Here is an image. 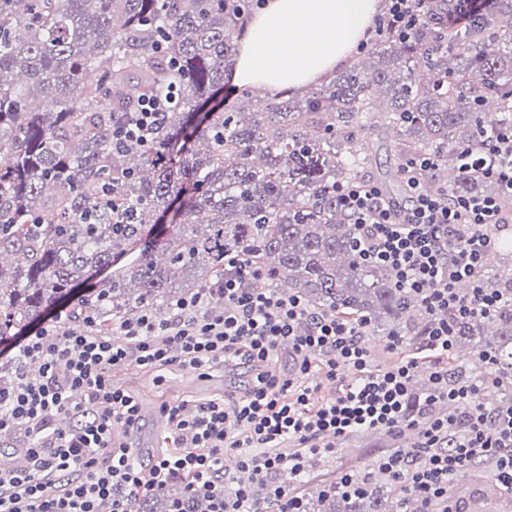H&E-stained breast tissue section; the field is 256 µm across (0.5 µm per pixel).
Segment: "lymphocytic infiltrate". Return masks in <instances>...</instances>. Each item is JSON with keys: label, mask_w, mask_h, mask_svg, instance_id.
<instances>
[{"label": "lymphocytic infiltrate", "mask_w": 512, "mask_h": 512, "mask_svg": "<svg viewBox=\"0 0 512 512\" xmlns=\"http://www.w3.org/2000/svg\"><path fill=\"white\" fill-rule=\"evenodd\" d=\"M436 0H388L375 25L407 38ZM166 110L146 100L112 133V147L146 145ZM494 178L498 196L460 195L448 200L409 176V202L395 210L378 187L350 186L339 201L359 235L356 251L367 264L391 269L395 285L417 294L433 320L427 332L435 355L427 395H412L416 357L379 368L364 343L363 324L314 312L297 296L250 282L260 270L229 261L217 289L176 300L163 315L145 311L116 334L97 330L94 317L64 331L67 310L23 337L10 366L0 371V438L18 452L0 463V512H134L135 501L183 483L187 496L203 497L208 512H303L300 497L275 483L281 470L302 476L306 453L329 451L337 439L366 429L400 433L418 427L413 447H395L375 465L403 483L420 512H455L451 482L465 466L491 461L512 489V399L489 408L482 388L502 385L491 353L479 355L477 376L452 375L446 359L452 321L492 318L512 308V292L482 277L495 245L492 229L512 223V133L486 134L476 160ZM468 293H459L460 281ZM288 348L295 376L270 363ZM241 359L253 369L248 393L237 400L194 406L164 403L170 449L149 463L122 438L140 421L139 402L112 383V369L133 364L152 369L180 364L205 372ZM324 372L336 396L316 401L307 378ZM251 472L267 487V502L250 485L227 489L225 462Z\"/></svg>", "instance_id": "f902f5d3"}]
</instances>
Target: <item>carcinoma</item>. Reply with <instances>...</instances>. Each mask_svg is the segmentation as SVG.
Segmentation results:
<instances>
[{
    "mask_svg": "<svg viewBox=\"0 0 512 512\" xmlns=\"http://www.w3.org/2000/svg\"><path fill=\"white\" fill-rule=\"evenodd\" d=\"M252 0H0V343L63 301L105 330L224 277L246 261L309 306L405 334L424 347L430 319L390 272L364 263L339 191L378 180L407 202V163L429 155L424 181L453 198L487 194L468 170L479 132L512 130V0L460 31L441 12L410 38L378 37L331 85L302 98L224 110L218 95L237 56ZM167 99L153 142L112 150V130L146 97ZM380 111L392 141L359 147ZM170 216V230L148 226ZM92 291L76 289L118 260ZM512 291V265H486ZM454 344L491 351L512 376V311L453 320ZM456 500L460 512H498L512 490ZM205 504L170 492L136 512ZM305 512H407L396 483L373 471L351 495L302 496Z\"/></svg>",
    "mask_w": 512,
    "mask_h": 512,
    "instance_id": "cac0c4a2",
    "label": "carcinoma"
}]
</instances>
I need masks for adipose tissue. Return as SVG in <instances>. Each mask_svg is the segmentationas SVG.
Segmentation results:
<instances>
[{
  "label": "adipose tissue",
  "instance_id": "adipose-tissue-1",
  "mask_svg": "<svg viewBox=\"0 0 512 512\" xmlns=\"http://www.w3.org/2000/svg\"><path fill=\"white\" fill-rule=\"evenodd\" d=\"M379 0H265L239 41L233 80L246 89L299 90L343 64Z\"/></svg>",
  "mask_w": 512,
  "mask_h": 512
}]
</instances>
